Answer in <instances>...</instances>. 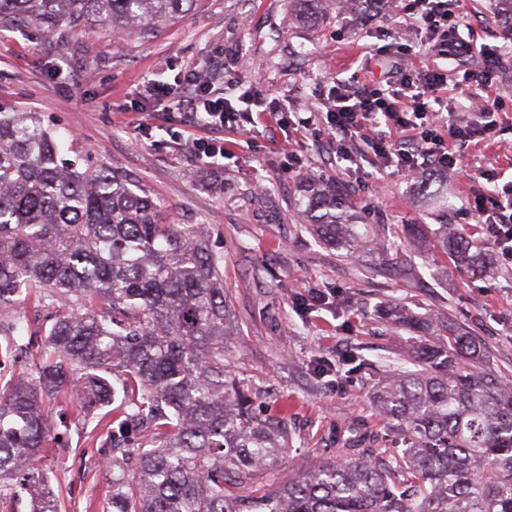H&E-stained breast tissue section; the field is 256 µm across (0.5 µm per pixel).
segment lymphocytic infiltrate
<instances>
[{
  "label": "lymphocytic infiltrate",
  "instance_id": "f902f5d3",
  "mask_svg": "<svg viewBox=\"0 0 512 512\" xmlns=\"http://www.w3.org/2000/svg\"><path fill=\"white\" fill-rule=\"evenodd\" d=\"M397 15L414 33L415 43L391 45L394 62L382 86H372L356 73L336 80L321 110L290 122L278 142L289 167L298 165L307 139L322 138L331 165L339 168L364 161L382 171L452 169L462 160L458 146H488L502 129L512 127V106L496 87L499 46L460 36L463 15L449 11L448 0H405ZM420 53L427 58L421 65L415 62ZM440 56L455 60V68L440 67L436 62ZM476 58L482 59L481 68L472 67ZM452 86L472 89L470 107L477 122L443 115L440 106ZM150 91L153 100L138 108L140 119L161 110L190 109L194 122L205 132L204 137L192 139L191 150L199 162L212 167L250 143L255 112L270 119L278 116L276 103L260 93L212 96L210 83L198 68L152 84ZM465 201L481 234L497 245L503 258L511 259L512 190H475Z\"/></svg>",
  "mask_w": 512,
  "mask_h": 512
}]
</instances>
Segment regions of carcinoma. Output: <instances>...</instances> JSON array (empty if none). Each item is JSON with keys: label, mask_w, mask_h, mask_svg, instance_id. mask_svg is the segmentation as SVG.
<instances>
[{"label": "carcinoma", "mask_w": 512, "mask_h": 512, "mask_svg": "<svg viewBox=\"0 0 512 512\" xmlns=\"http://www.w3.org/2000/svg\"><path fill=\"white\" fill-rule=\"evenodd\" d=\"M196 0H0V24L52 36L94 22L124 37L157 36ZM299 205L325 242L369 237L336 188L305 186ZM476 231L401 229L393 245L432 235L461 272L482 270ZM224 255L199 226L171 224L138 179L80 156L36 112L0 103V311L35 298L32 332L0 320V496L61 512L43 461L69 430L45 402L103 411L112 497L102 512H512V383L462 366L468 337L423 339L418 369L392 377L376 403L405 437L389 465L346 439L333 460L277 480L283 417L251 413L224 365L236 314Z\"/></svg>", "instance_id": "1"}]
</instances>
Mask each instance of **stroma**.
Masks as SVG:
<instances>
[{
	"mask_svg": "<svg viewBox=\"0 0 512 512\" xmlns=\"http://www.w3.org/2000/svg\"><path fill=\"white\" fill-rule=\"evenodd\" d=\"M504 0H470L464 26L498 45ZM296 0H198L160 35L124 39L115 47L109 26L78 35L47 37L33 30L0 29V101L41 113L72 150L93 162L136 175L166 206L174 224H201L212 249L224 256V294L237 326L224 361L239 387L251 392L257 413L288 418L289 446L280 480L298 477L335 456L346 429L367 433L370 457L391 462L403 442L390 430L374 395L408 366L416 334L377 315L398 307L438 336L458 326L476 349L470 367L512 379V264L483 241L485 273L470 277L437 253L390 246L404 224H445L460 230L475 217L463 207L469 185L486 189L512 180V129L495 144L464 148L459 169L442 175L394 172L376 179L370 164L336 171L321 150L308 149L292 172L274 142L277 125L263 129L251 150L213 170L175 145L173 134L200 132L183 118L139 127L134 108L148 80L205 60L244 53L262 61L260 72L237 71L243 86L275 98L284 119L310 111L334 79L357 72L361 50L372 58L363 80L378 82L389 60L381 56L398 28L392 9L345 12L322 0L318 15L299 18ZM333 185L344 194L355 223L376 239L355 252L324 244L294 208L304 181ZM322 308L307 312L313 290ZM71 430L46 452L61 512H99L112 491L103 467V433L96 419L64 400Z\"/></svg>",
	"mask_w": 512,
	"mask_h": 512,
	"instance_id": "1",
	"label": "stroma"
}]
</instances>
